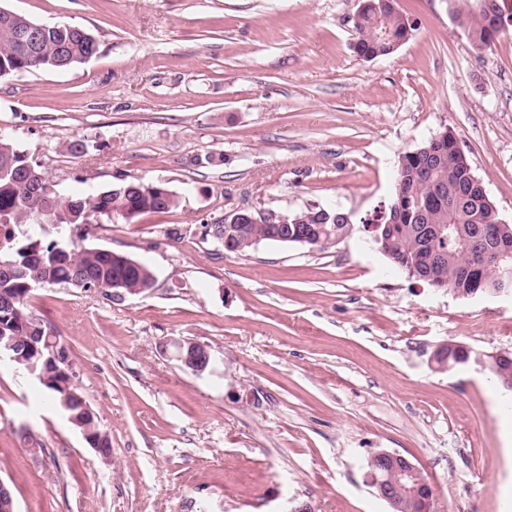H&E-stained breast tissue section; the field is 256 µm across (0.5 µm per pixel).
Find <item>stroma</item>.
I'll use <instances>...</instances> for the list:
<instances>
[{"label": "stroma", "mask_w": 512, "mask_h": 512, "mask_svg": "<svg viewBox=\"0 0 512 512\" xmlns=\"http://www.w3.org/2000/svg\"><path fill=\"white\" fill-rule=\"evenodd\" d=\"M399 5L410 40L363 60L358 0H0L99 42L87 63L0 77V133L61 194L162 180L179 195L86 239L150 266L154 288L35 291L112 458L0 364V481L18 512H392L365 479L382 449L424 471L434 512H512V391L438 361L449 343L512 352V299L409 278L367 223L398 158L448 129L512 224V27L481 49L448 0ZM318 206L353 221L322 250L240 255L203 235L234 208ZM176 340L207 345L208 371Z\"/></svg>", "instance_id": "1"}]
</instances>
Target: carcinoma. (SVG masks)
I'll return each mask as SVG.
<instances>
[{"mask_svg": "<svg viewBox=\"0 0 512 512\" xmlns=\"http://www.w3.org/2000/svg\"><path fill=\"white\" fill-rule=\"evenodd\" d=\"M451 18L480 49L491 47L484 39L488 15H500V0H450ZM364 10L354 23L358 56L375 58L393 53L392 47L406 42L414 25L398 6L388 0H361ZM82 28L54 32L43 39L39 49L22 55L12 31L0 23V72H34L78 65V59L97 54ZM476 175L463 150L456 146L454 133L448 143L432 147L428 139L402 155L397 164L394 193L376 217L388 231L376 243L377 249L394 266L411 278L431 275L462 298L471 297L474 284L492 288L496 270L482 264L474 281L461 271L471 263L479 243L474 230L483 225H499L512 237V225L503 221L491 200H480ZM179 196L166 183L143 181L112 185L88 196H66L47 182L41 165L7 137H0V336H12L19 354L35 366L39 384L65 415L74 416L87 427L86 443L112 449L109 434L96 418H86V400L69 383L67 365L56 359L55 351H66L61 336L31 311L35 286L63 285L97 291L110 297L112 284L119 292L135 294L155 280L143 262L127 261V255L101 247L80 246L60 239L46 242L39 229L50 224L90 230L103 216L125 218L137 214L167 212L178 206ZM93 214L87 215V208ZM289 225L308 232L306 246L324 249L345 237L352 221L345 213L323 207L307 208L288 215ZM451 226V234L426 232L429 226ZM281 224H234L227 228L233 240L232 252L242 254L261 241L279 242Z\"/></svg>", "mask_w": 512, "mask_h": 512, "instance_id": "carcinoma-1", "label": "carcinoma"}]
</instances>
